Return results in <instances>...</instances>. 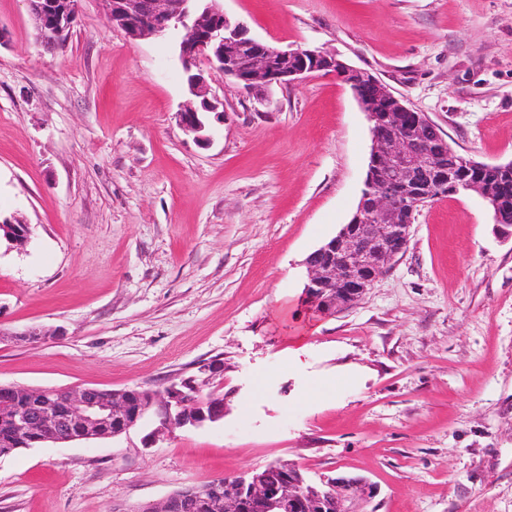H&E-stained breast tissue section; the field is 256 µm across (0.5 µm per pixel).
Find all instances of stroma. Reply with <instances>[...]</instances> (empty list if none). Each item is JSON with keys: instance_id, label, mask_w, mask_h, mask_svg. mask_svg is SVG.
Instances as JSON below:
<instances>
[{"instance_id": "35a3bbf8", "label": "stroma", "mask_w": 512, "mask_h": 512, "mask_svg": "<svg viewBox=\"0 0 512 512\" xmlns=\"http://www.w3.org/2000/svg\"><path fill=\"white\" fill-rule=\"evenodd\" d=\"M272 46L381 79L460 154L512 161V0H220ZM0 384L155 390L220 359L223 419L146 444L0 457V512H127L277 461L346 472L367 512H512V237L476 193L419 206L406 251L331 317L307 256L355 210L372 146L348 85L314 73L258 102L211 72L223 123L179 125L183 32L130 40L98 0L45 43L0 0ZM288 307V318L277 311ZM306 346L300 365L294 348Z\"/></svg>"}]
</instances>
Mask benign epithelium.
I'll list each match as a JSON object with an SVG mask.
<instances>
[{
  "instance_id": "obj_1",
  "label": "benign epithelium",
  "mask_w": 512,
  "mask_h": 512,
  "mask_svg": "<svg viewBox=\"0 0 512 512\" xmlns=\"http://www.w3.org/2000/svg\"><path fill=\"white\" fill-rule=\"evenodd\" d=\"M27 2L41 37L50 44L63 42L78 15L80 0ZM98 2L106 23L132 40L161 36L173 27L186 30L178 45L179 59L184 71L196 69L198 74L188 84L192 99L177 117L180 126L199 140L207 139L200 115L212 113L224 120L220 102L209 97L207 80L198 69L203 59L259 101L265 100L272 86L312 73L333 75L349 85L371 124V154L364 192L350 221L306 259L305 299L314 311L334 315L361 299L408 247L411 225L397 223V214H414L423 198L473 191L486 202L500 231L512 235V226L500 216L509 200L502 187H490L479 175L458 184L435 175L436 155L447 140L438 132L430 145L418 149L423 128L435 130L437 125L424 113L401 104L396 112H408L411 118L397 129L390 128L388 118L376 108L391 92L372 73L321 51L265 44L231 21L218 0ZM416 172L424 178L417 190L409 183ZM222 373L224 362L214 359L199 365L196 374L159 390L28 389L20 400L3 404L0 410L9 423L11 444L18 447L114 438L136 429L150 412L157 419L151 432L156 440L176 428L224 418L225 403L211 406L208 412L199 404L204 388ZM377 495V486L364 477L338 474L313 482L296 465L283 461L188 486L126 512H363Z\"/></svg>"
}]
</instances>
